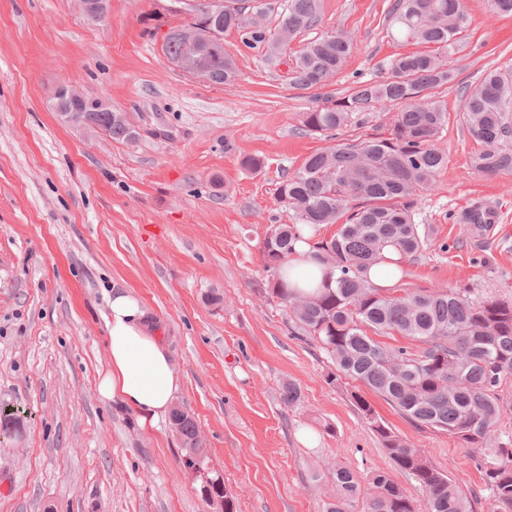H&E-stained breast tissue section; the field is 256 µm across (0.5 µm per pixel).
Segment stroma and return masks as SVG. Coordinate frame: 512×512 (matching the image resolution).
Instances as JSON below:
<instances>
[{"instance_id": "obj_1", "label": "stroma", "mask_w": 512, "mask_h": 512, "mask_svg": "<svg viewBox=\"0 0 512 512\" xmlns=\"http://www.w3.org/2000/svg\"><path fill=\"white\" fill-rule=\"evenodd\" d=\"M392 2L322 0L319 23L280 47L278 66L244 33L227 34L239 77L218 85L168 62L163 36L187 17L155 0H111L101 22L80 0H0V412L13 420L0 431V512H216L170 425L144 431L98 394L116 289L156 321L181 381L174 402L194 415L238 512H322L337 462L363 476L394 471L349 397L354 381L327 383L332 360L262 295L268 228L294 219L277 189L334 144L305 113L386 79L397 54L421 49L389 30ZM465 3L469 23L448 58L455 86L437 92L448 164L416 200L428 241L403 268L417 288L512 300V171L473 166L481 145L461 101L487 71H512V16ZM336 30L357 43L344 67L323 88L290 87L286 61ZM61 86L126 113L138 139L67 123L55 108ZM249 156L263 167L244 168ZM476 205L499 223H466ZM288 380L303 397L293 409L279 399ZM372 403L457 480L472 512H492L469 448ZM303 429L316 447L299 441Z\"/></svg>"}]
</instances>
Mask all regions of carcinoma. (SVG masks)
Segmentation results:
<instances>
[{"instance_id":"carcinoma-1","label":"carcinoma","mask_w":512,"mask_h":512,"mask_svg":"<svg viewBox=\"0 0 512 512\" xmlns=\"http://www.w3.org/2000/svg\"><path fill=\"white\" fill-rule=\"evenodd\" d=\"M241 2L224 0V12L213 18L212 26L226 33L246 32L252 42L268 47L272 62L279 61L280 45L320 18V0H288L278 28L270 33L272 6L245 9ZM392 18L402 39L434 45L437 51L399 54L386 79L362 82L332 105L305 113L306 127L333 133L357 112H373L386 103L399 106L389 137L342 138L310 155L280 184L278 200L293 211L297 224H337L339 229L330 241L317 245L328 283L305 296L288 289L280 275L297 240L296 224L277 225L276 235L264 243L265 295L284 308L291 334L316 343L334 362L336 373L327 375L328 383L353 379L415 426L444 432L473 449L475 465L496 504L493 512H512V448L491 444L508 413L499 388L512 377V303L475 300L460 289L380 288L365 276L387 247L411 257L424 250L412 208L416 196L431 188L448 164V154L437 144L448 112L434 90L453 87L456 74L445 54L457 49V35L469 21L464 0H395ZM190 28L187 22L169 30L162 46L169 62L206 50L185 37ZM354 50V39L342 30L307 43L288 70L289 85L324 87ZM237 77L234 59L225 50L211 82L229 84ZM462 106L469 133L482 144L475 167L488 175L512 171V75L488 73L463 96ZM74 112L76 125L131 141L133 130L122 113L77 107ZM396 335L419 343V350L382 341ZM350 396L393 468L415 478L423 499L388 472L374 471L363 481L338 462L331 472L336 494L324 512H350L361 498L366 512H468V500L448 472L399 437L364 392L352 391ZM301 399L296 383L281 385L285 407L294 408ZM170 426L183 458L203 457L198 424L190 412L173 408ZM201 496L221 512H237L235 497L218 475L202 483Z\"/></svg>"}]
</instances>
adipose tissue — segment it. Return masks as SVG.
Segmentation results:
<instances>
[{"label": "adipose tissue", "instance_id": "obj_1", "mask_svg": "<svg viewBox=\"0 0 512 512\" xmlns=\"http://www.w3.org/2000/svg\"><path fill=\"white\" fill-rule=\"evenodd\" d=\"M318 228L302 224L289 256L284 278L290 288L311 292L321 287L324 268L313 243ZM108 366L97 383L102 399L117 401L134 411L142 430L157 428L171 413L180 379L158 328L146 316L142 301L127 290H117L106 319Z\"/></svg>", "mask_w": 512, "mask_h": 512}]
</instances>
